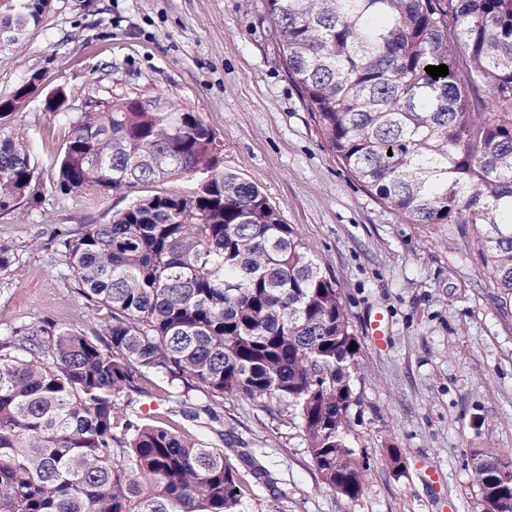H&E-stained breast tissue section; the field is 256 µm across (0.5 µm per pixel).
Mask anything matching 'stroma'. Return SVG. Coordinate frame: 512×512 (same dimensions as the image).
Listing matches in <instances>:
<instances>
[{"instance_id": "1", "label": "stroma", "mask_w": 512, "mask_h": 512, "mask_svg": "<svg viewBox=\"0 0 512 512\" xmlns=\"http://www.w3.org/2000/svg\"><path fill=\"white\" fill-rule=\"evenodd\" d=\"M34 74L27 107L0 120V138H27L40 189L37 205L0 211V242L14 252L0 269V327L49 320L102 333L108 313L80 295L63 236L197 181L62 195L57 163L86 102L170 98L201 115L223 145L224 170L256 184L302 239L361 345L351 439L369 470L357 500L324 484L296 422L256 402L225 397L218 421L191 426L193 438L223 444L229 468L242 470L244 451L275 478L249 487L244 512H483L473 451L512 455V299L474 228L404 223L338 161L279 61L263 0H52L37 27L0 50V97ZM59 88L67 109L46 112ZM376 313L381 347L368 336Z\"/></svg>"}]
</instances>
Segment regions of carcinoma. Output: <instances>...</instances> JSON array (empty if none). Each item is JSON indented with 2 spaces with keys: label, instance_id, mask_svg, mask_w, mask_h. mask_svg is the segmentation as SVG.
Instances as JSON below:
<instances>
[{
  "label": "carcinoma",
  "instance_id": "carcinoma-1",
  "mask_svg": "<svg viewBox=\"0 0 512 512\" xmlns=\"http://www.w3.org/2000/svg\"><path fill=\"white\" fill-rule=\"evenodd\" d=\"M52 0H0V47ZM280 62L336 158L408 224H473L512 297V0H264ZM448 66L433 79L428 65ZM28 80L0 98L17 106ZM200 115L169 98L79 113L54 188L114 192L204 175L63 239L105 335L44 320L0 329V512H241L224 449L143 422L134 395L165 379L185 417L224 397L298 422L323 480L354 501L360 343L332 279L256 186L219 167ZM38 159L0 142V211L39 201ZM247 473L275 478L241 453ZM485 512H512V459L473 452Z\"/></svg>",
  "mask_w": 512,
  "mask_h": 512
}]
</instances>
